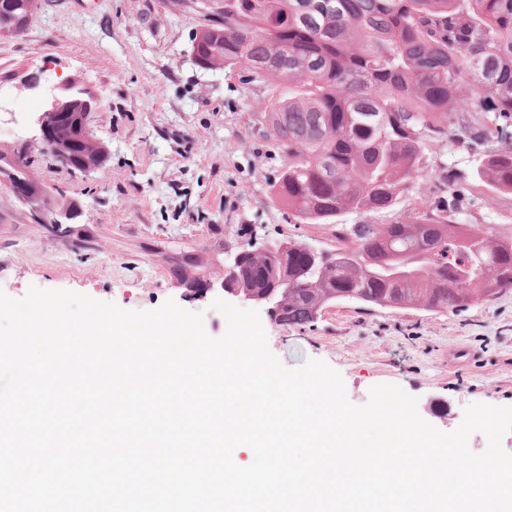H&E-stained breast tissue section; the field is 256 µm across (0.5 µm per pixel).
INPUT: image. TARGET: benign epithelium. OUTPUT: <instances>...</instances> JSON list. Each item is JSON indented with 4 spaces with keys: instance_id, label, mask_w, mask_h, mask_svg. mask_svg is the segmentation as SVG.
<instances>
[{
    "instance_id": "obj_1",
    "label": "benign epithelium",
    "mask_w": 512,
    "mask_h": 512,
    "mask_svg": "<svg viewBox=\"0 0 512 512\" xmlns=\"http://www.w3.org/2000/svg\"><path fill=\"white\" fill-rule=\"evenodd\" d=\"M72 86L65 85L63 94L56 97L50 107L40 116V139L45 147L64 157L71 155L76 158L77 168L84 174L90 173L101 166L99 156L86 158L77 153V150L85 143L95 140L88 121L90 115L97 111L98 103L95 97L85 94L81 98H70L67 93ZM0 180L6 182L12 190L26 201H35L39 196L36 185L29 184L20 179L11 168L0 164ZM82 214L80 205L74 200H66L59 204L56 211L55 223L69 224ZM234 274V268H223L215 283L225 290V293L244 302L260 305L267 308L270 315H275L276 299L271 295L254 296L231 289L230 279Z\"/></svg>"
}]
</instances>
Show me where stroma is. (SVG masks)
Masks as SVG:
<instances>
[{"label":"stroma","mask_w":512,"mask_h":512,"mask_svg":"<svg viewBox=\"0 0 512 512\" xmlns=\"http://www.w3.org/2000/svg\"><path fill=\"white\" fill-rule=\"evenodd\" d=\"M213 16L208 0H38L24 32L0 37V84L13 109L0 112V154L26 157L46 202L78 201L73 234L38 223L34 204L0 184V291L30 286L70 290L149 311L167 300L203 315L208 335L226 330L213 309L221 288L190 291L182 271L203 261L214 279L226 258L254 239L291 237L336 245L335 227L300 224L270 199L281 154L254 120L267 83L199 65L194 32ZM88 91L90 119L108 156L84 175L55 162L40 142L38 119L63 85ZM429 174L390 210L341 215L340 223L392 224L412 216L421 195L438 196L439 169L468 191L460 224H487L512 239V194L474 178L473 152L446 139L427 152ZM260 319L284 366L306 359L340 373L351 403L395 384L418 396L420 416L455 430L466 406H512V292L454 312L366 310L340 302L304 328Z\"/></svg>","instance_id":"1"}]
</instances>
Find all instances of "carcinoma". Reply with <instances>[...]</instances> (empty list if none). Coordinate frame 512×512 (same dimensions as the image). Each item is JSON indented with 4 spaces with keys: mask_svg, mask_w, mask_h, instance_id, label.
Segmentation results:
<instances>
[{
    "mask_svg": "<svg viewBox=\"0 0 512 512\" xmlns=\"http://www.w3.org/2000/svg\"><path fill=\"white\" fill-rule=\"evenodd\" d=\"M196 31L208 67L274 89L258 120L284 157L273 200L302 224H334L338 246L248 242L230 261L239 290L273 294L276 321L304 327L339 302L460 310L512 290V241L457 224L465 195L421 203L396 224H338L389 210L428 174L452 134L476 178L512 193V0H212ZM37 0H0L7 18Z\"/></svg>",
    "mask_w": 512,
    "mask_h": 512,
    "instance_id": "cac0c4a2",
    "label": "carcinoma"
}]
</instances>
